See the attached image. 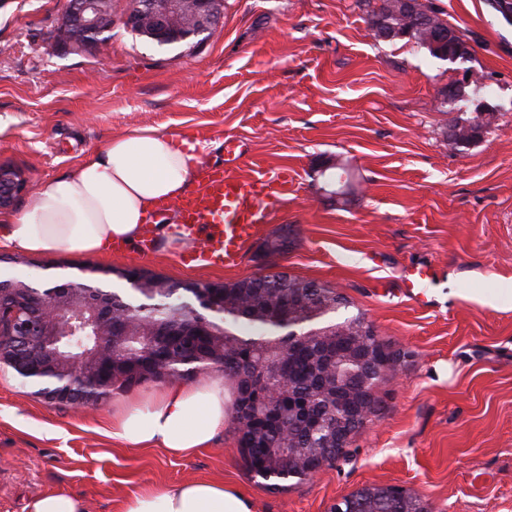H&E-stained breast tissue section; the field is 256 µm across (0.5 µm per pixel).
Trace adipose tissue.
Listing matches in <instances>:
<instances>
[{"label":"adipose tissue","instance_id":"ef3b65f1","mask_svg":"<svg viewBox=\"0 0 512 512\" xmlns=\"http://www.w3.org/2000/svg\"><path fill=\"white\" fill-rule=\"evenodd\" d=\"M198 177L196 155L174 135L132 128L67 174L40 181L27 210L6 216L0 245L32 255H97L115 242L135 244L154 207L180 197ZM230 402L223 376L169 381L114 407L111 434L135 448L189 457L223 435ZM121 512H252V503L222 482L193 480L133 495Z\"/></svg>","mask_w":512,"mask_h":512}]
</instances>
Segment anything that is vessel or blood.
Wrapping results in <instances>:
<instances>
[{
	"instance_id": "obj_1",
	"label": "vessel or blood",
	"mask_w": 512,
	"mask_h": 512,
	"mask_svg": "<svg viewBox=\"0 0 512 512\" xmlns=\"http://www.w3.org/2000/svg\"><path fill=\"white\" fill-rule=\"evenodd\" d=\"M224 153L223 163L201 167L198 189L178 202L179 229L187 238L182 263L237 268L293 187L287 169L256 168L241 175L235 147L225 146Z\"/></svg>"
}]
</instances>
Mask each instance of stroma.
<instances>
[{
  "instance_id": "35a3bbf8",
  "label": "stroma",
  "mask_w": 512,
  "mask_h": 512,
  "mask_svg": "<svg viewBox=\"0 0 512 512\" xmlns=\"http://www.w3.org/2000/svg\"><path fill=\"white\" fill-rule=\"evenodd\" d=\"M493 0H431L469 54L449 63L416 44L373 38L362 0H224L202 45L157 50L123 24L88 52L58 46L66 0H0V163L30 183L65 174L134 126L202 143L204 162L240 144L243 171L288 168L294 187L265 229L288 249L253 244L232 271L184 266L137 249L35 256L0 250V277L49 288L96 269L101 287L139 268L181 283L260 272L338 288L401 360L379 388L381 409L346 454L274 491L246 471L232 429L190 458L108 437L117 391L92 408L35 395L0 365V512H25L44 492L82 493L88 512H121L128 497L190 480H218L253 512H331L365 488H399L427 512H512V305L476 302L512 291V22ZM485 78L480 139L449 145L457 109L441 94ZM350 176L334 204L318 192L322 163ZM431 268L424 294L407 268Z\"/></svg>"
}]
</instances>
